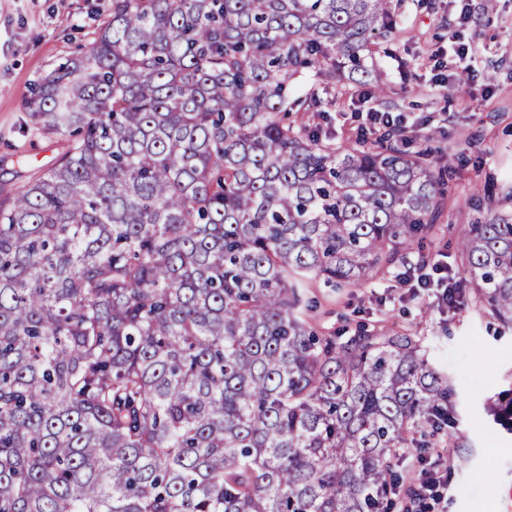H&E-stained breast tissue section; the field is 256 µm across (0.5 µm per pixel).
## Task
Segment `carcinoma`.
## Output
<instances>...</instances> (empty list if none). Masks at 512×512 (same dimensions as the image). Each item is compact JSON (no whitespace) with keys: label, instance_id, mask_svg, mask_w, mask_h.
Returning <instances> with one entry per match:
<instances>
[{"label":"carcinoma","instance_id":"carcinoma-1","mask_svg":"<svg viewBox=\"0 0 512 512\" xmlns=\"http://www.w3.org/2000/svg\"><path fill=\"white\" fill-rule=\"evenodd\" d=\"M392 0H112L23 108L63 156L0 207V512H385L452 423L416 336L342 339L306 280L363 283L441 208L425 151L295 121L303 70L364 82ZM512 327V220L459 243ZM512 429V398L489 406Z\"/></svg>","mask_w":512,"mask_h":512}]
</instances>
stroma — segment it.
Masks as SVG:
<instances>
[{"label":"stroma","mask_w":512,"mask_h":512,"mask_svg":"<svg viewBox=\"0 0 512 512\" xmlns=\"http://www.w3.org/2000/svg\"><path fill=\"white\" fill-rule=\"evenodd\" d=\"M111 11L112 0H0V205L11 204L68 146L66 136L29 126L22 97L30 82L60 58L86 51ZM455 42L469 45L472 75L457 68ZM373 66L384 82L381 96L367 83L328 87L303 71L298 90L313 102L298 118L345 144L362 136L359 113L403 115L409 149L426 150L432 167L447 172L442 211L412 258L430 263L443 256L463 270L458 243L470 224L512 216V0H400L397 28ZM445 81L452 91L442 90ZM406 269L396 261L356 287L313 279L304 290V317L325 336L360 328L418 336L455 388V423L430 439L439 453L429 467L448 478L444 512H512V433L490 426L485 411L487 397L506 388L512 374V328L466 285L450 310L434 296H413L400 286Z\"/></svg>","instance_id":"35a3bbf8"}]
</instances>
